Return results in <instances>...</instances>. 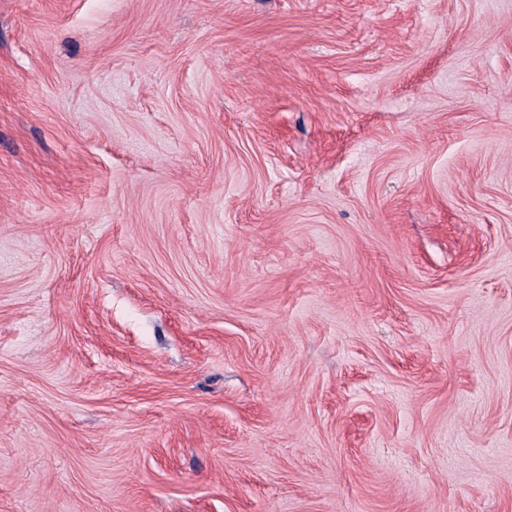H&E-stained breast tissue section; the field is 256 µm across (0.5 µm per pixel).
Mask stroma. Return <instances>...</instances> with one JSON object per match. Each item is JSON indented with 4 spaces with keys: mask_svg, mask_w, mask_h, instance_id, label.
<instances>
[{
    "mask_svg": "<svg viewBox=\"0 0 512 512\" xmlns=\"http://www.w3.org/2000/svg\"><path fill=\"white\" fill-rule=\"evenodd\" d=\"M0 512H512V0H0Z\"/></svg>",
    "mask_w": 512,
    "mask_h": 512,
    "instance_id": "35a3bbf8",
    "label": "stroma"
}]
</instances>
